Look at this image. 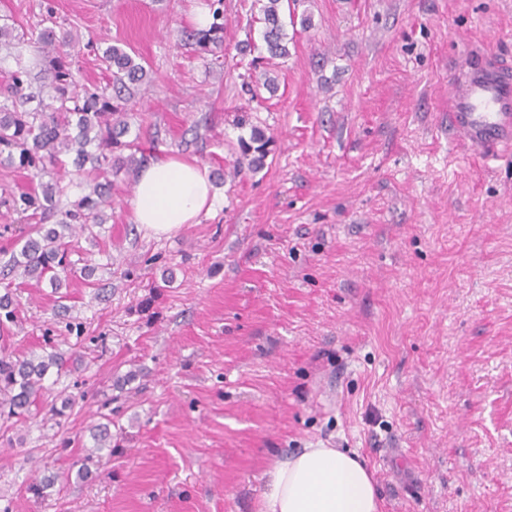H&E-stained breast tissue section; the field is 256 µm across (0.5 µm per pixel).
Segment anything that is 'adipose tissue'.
Instances as JSON below:
<instances>
[{"instance_id": "ef3b65f1", "label": "adipose tissue", "mask_w": 512, "mask_h": 512, "mask_svg": "<svg viewBox=\"0 0 512 512\" xmlns=\"http://www.w3.org/2000/svg\"><path fill=\"white\" fill-rule=\"evenodd\" d=\"M207 167L176 156L145 166L132 199L134 221L168 235L214 209ZM258 512H379L373 479L358 459L335 448H304L266 473Z\"/></svg>"}]
</instances>
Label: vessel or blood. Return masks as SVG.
<instances>
[{
    "label": "vessel or blood",
    "instance_id": "vessel-or-blood-1",
    "mask_svg": "<svg viewBox=\"0 0 512 512\" xmlns=\"http://www.w3.org/2000/svg\"><path fill=\"white\" fill-rule=\"evenodd\" d=\"M448 96V124L459 141L490 160L512 155V76L496 60L461 65Z\"/></svg>",
    "mask_w": 512,
    "mask_h": 512
}]
</instances>
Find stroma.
Returning <instances> with one entry per match:
<instances>
[{
	"instance_id": "35a3bbf8",
	"label": "stroma",
	"mask_w": 512,
	"mask_h": 512,
	"mask_svg": "<svg viewBox=\"0 0 512 512\" xmlns=\"http://www.w3.org/2000/svg\"><path fill=\"white\" fill-rule=\"evenodd\" d=\"M207 4L0 0V26L50 17L130 53L147 77L128 139L206 166L219 198L153 237L119 172L66 316L48 282L18 288L0 347L76 363L28 420L0 417V508L257 512L276 460L326 446L358 454L381 512H512V158L448 131L466 55L512 63V0H296L273 93L257 0H224L210 52L190 37ZM255 127L265 164L234 175ZM39 183L0 165V255L23 229L4 199ZM105 406L113 449L82 480Z\"/></svg>"
}]
</instances>
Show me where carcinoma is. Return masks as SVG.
Returning a JSON list of instances; mask_svg holds the SVG:
<instances>
[{
    "mask_svg": "<svg viewBox=\"0 0 512 512\" xmlns=\"http://www.w3.org/2000/svg\"><path fill=\"white\" fill-rule=\"evenodd\" d=\"M210 4L213 22L206 30L193 34L197 43L218 41L224 30V13ZM284 0H266L260 8L262 39L269 59L288 56L287 33L281 21ZM36 45L53 63V77L46 97L38 107L25 105L34 98L27 68L22 61L23 48ZM80 44L79 36L70 33L55 38L50 26L28 32L0 27V56L11 57L15 69L7 74V94L0 102V164L33 171H52L55 179L41 186V191L13 195L4 201L8 213L21 220L39 219L28 225L19 252L0 265V280L17 278L48 279L54 290L62 288L65 276L71 274L73 252L71 239L81 234L94 244L95 228L105 224L104 206L109 204L112 181L109 176L137 165L132 156L112 154L120 146V137L128 132L130 109L113 102L122 99L121 92L130 84H138L146 76L144 67L125 50L110 46L102 53V61L112 72L116 96L107 91L80 83L68 60V50ZM242 157L235 170H257L267 155L268 139L253 129L249 140H241ZM83 192H74V189ZM57 218L56 223L44 220ZM19 301L10 291L0 295V328L16 318ZM62 355L52 350L32 352L20 358L0 351V416L20 418L43 396V380L50 367L63 368ZM112 420L92 426L94 444L81 459L77 475L84 476L100 464L102 451L112 447Z\"/></svg>",
    "mask_w": 512,
    "mask_h": 512,
    "instance_id": "obj_1",
    "label": "carcinoma"
}]
</instances>
